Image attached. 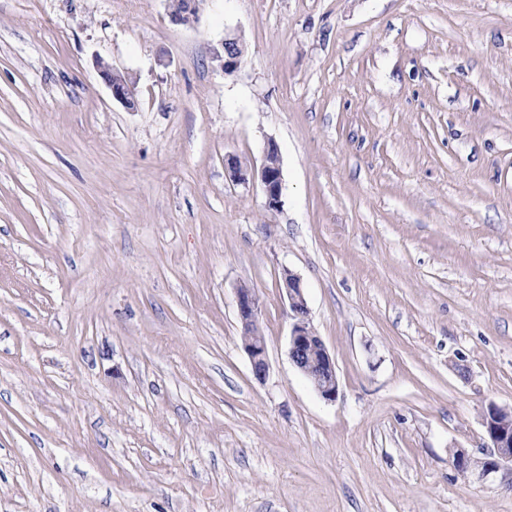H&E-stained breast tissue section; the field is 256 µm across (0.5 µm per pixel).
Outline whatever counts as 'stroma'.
I'll return each instance as SVG.
<instances>
[{"mask_svg": "<svg viewBox=\"0 0 512 512\" xmlns=\"http://www.w3.org/2000/svg\"><path fill=\"white\" fill-rule=\"evenodd\" d=\"M269 138L277 210L224 171ZM286 269L335 401L289 359ZM491 403L512 0H202L188 25L165 0H0V512H512V472L452 464ZM221 48L222 55L217 53V58L221 62V68L224 74L235 73L240 67L244 56V45L241 39L232 34H224ZM97 67L112 93V98L124 107L133 109L135 107V92L125 76L112 70V66L101 59L97 60ZM237 310L243 348L250 360L253 375L262 381L268 374L269 363L265 338L259 324L260 298L253 288H237Z\"/></svg>", "mask_w": 512, "mask_h": 512, "instance_id": "stroma-1", "label": "stroma"}]
</instances>
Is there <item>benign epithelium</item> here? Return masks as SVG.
I'll return each mask as SVG.
<instances>
[{
  "label": "benign epithelium",
  "mask_w": 512,
  "mask_h": 512,
  "mask_svg": "<svg viewBox=\"0 0 512 512\" xmlns=\"http://www.w3.org/2000/svg\"><path fill=\"white\" fill-rule=\"evenodd\" d=\"M169 16L178 24H188L199 19L198 0H167ZM222 53L217 55L226 74L235 73L244 56L241 39L232 34L224 35ZM97 67L112 98L128 109L135 107V92L125 76L112 70L102 59ZM224 170L236 184L259 181L265 194L266 205L274 210L282 203L283 171L277 143L269 138L265 142L260 164L247 167L238 158L224 159ZM282 293L288 301L293 320L288 354L294 367L313 385L326 401L333 402L338 395L339 382L336 365L323 339L316 334L310 321V311L305 298L301 278L289 269L284 270ZM237 310L241 324L242 345L250 360L252 373L262 381L269 371L267 346L261 332L259 316L260 298L249 287L237 289ZM482 426L488 441L487 452L481 458L466 449L457 450L453 464L463 476L473 475L480 480L506 468L512 471V408H503L494 403L488 405L482 416Z\"/></svg>",
  "instance_id": "benign-epithelium-1"
}]
</instances>
